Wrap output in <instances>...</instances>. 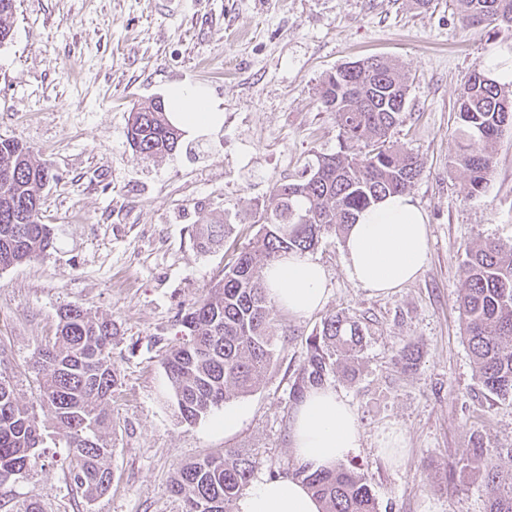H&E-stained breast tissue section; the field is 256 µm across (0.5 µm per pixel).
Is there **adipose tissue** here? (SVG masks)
<instances>
[{
  "label": "adipose tissue",
  "instance_id": "1",
  "mask_svg": "<svg viewBox=\"0 0 512 512\" xmlns=\"http://www.w3.org/2000/svg\"><path fill=\"white\" fill-rule=\"evenodd\" d=\"M170 123L185 135L218 128L224 115L198 88H173ZM349 278L376 294L413 281L428 253L426 215L407 194H391L357 214L345 240ZM266 293L275 307L304 318L328 297L321 264L299 253L282 256L264 271ZM356 412L330 386L309 390L293 410L291 443L296 461L313 470L332 467L360 447ZM235 512H322L321 503L293 478L253 481Z\"/></svg>",
  "mask_w": 512,
  "mask_h": 512
}]
</instances>
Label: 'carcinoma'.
Returning a JSON list of instances; mask_svg holds the SVG:
<instances>
[{
    "label": "carcinoma",
    "mask_w": 512,
    "mask_h": 512,
    "mask_svg": "<svg viewBox=\"0 0 512 512\" xmlns=\"http://www.w3.org/2000/svg\"><path fill=\"white\" fill-rule=\"evenodd\" d=\"M17 0H0V46L13 31ZM467 27L494 25L512 32V0H455ZM405 76L378 57L341 65L321 84L322 106L336 114L352 153L320 156L313 172L277 186L274 206L258 219L260 234L224 267L204 295L180 312L188 339L162 359L178 417L192 424L221 407L231 393L254 391L275 356L274 305L263 271L282 255L306 253L325 233L343 236L356 213L387 194L404 193L423 172L410 149L390 141L407 98ZM459 150L453 164L468 177L469 194L485 191L494 164L489 145L512 126V91L489 79L482 68L469 75L457 99ZM130 146L145 159L175 152L181 133L154 101L139 107L127 124ZM54 178L46 163L15 139L0 138V269L31 261L51 245L42 223L41 190ZM228 225L201 229L204 246L221 242ZM465 292L460 310L468 348L480 385L500 399H512V243L486 241L466 252L460 265ZM112 320L93 317L77 306L59 311L54 342L35 353L40 408L65 439L75 466L74 480L88 497L112 484L111 445L103 431L112 426L105 401L117 384L112 365ZM360 321L336 314L306 338L307 357L292 385L300 401L323 386L337 369L355 375L364 347ZM43 447L41 421L19 404L13 385L0 379V484L28 472ZM462 456L483 478L488 512H512V468L488 461L480 436ZM261 461L226 448L182 466L172 492L185 512H233ZM291 476L323 503V512H378L363 475L339 465L313 471L295 464Z\"/></svg>",
    "instance_id": "1"
}]
</instances>
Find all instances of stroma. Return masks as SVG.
<instances>
[{
	"mask_svg": "<svg viewBox=\"0 0 512 512\" xmlns=\"http://www.w3.org/2000/svg\"><path fill=\"white\" fill-rule=\"evenodd\" d=\"M498 50L512 52V34L464 26L454 0H17L12 39L0 47V138L30 147L57 179L42 191L51 246L0 270V377L38 410L34 354L54 341L58 312L71 305L112 319L118 382L107 404L111 489L86 498L49 426L27 475L0 485V512L32 502L43 512H184L171 491L178 470L227 448L258 457V477L285 474L305 340L336 313L366 334L356 378L328 384L356 411L363 440L347 461L379 512H487L461 451L476 434L489 459L512 464V400L475 378L459 265L469 247L512 242V130L491 147L480 196L469 195L453 159L459 92ZM371 56L408 78L391 139L425 162L407 190L427 217L421 274L372 294L347 275L343 237L325 233L309 253L328 275L323 310H276V355L256 390L181 422L162 366L165 350L185 339L179 311L255 237L276 186L342 150L318 91L342 64ZM177 86L205 89L224 122L186 137L173 155L143 158L126 138L129 115ZM205 224L230 225L223 247L200 248ZM407 346L418 361L405 372L396 359ZM228 410L239 420L227 432L217 422ZM392 427L407 448L397 464L378 451Z\"/></svg>",
	"mask_w": 512,
	"mask_h": 512,
	"instance_id": "1",
	"label": "stroma"
}]
</instances>
